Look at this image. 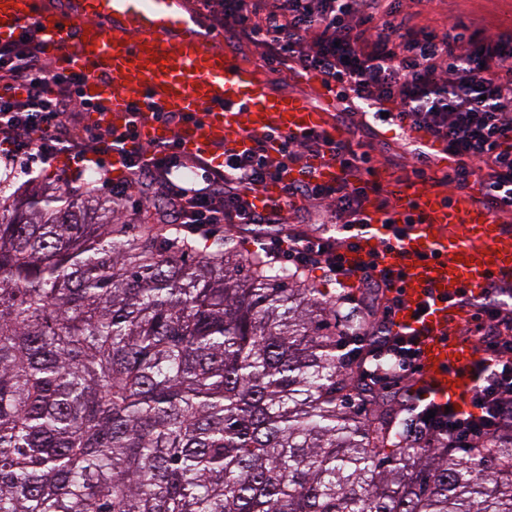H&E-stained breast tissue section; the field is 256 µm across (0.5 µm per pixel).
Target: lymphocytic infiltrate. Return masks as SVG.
<instances>
[{
  "instance_id": "f902f5d3",
  "label": "lymphocytic infiltrate",
  "mask_w": 512,
  "mask_h": 512,
  "mask_svg": "<svg viewBox=\"0 0 512 512\" xmlns=\"http://www.w3.org/2000/svg\"><path fill=\"white\" fill-rule=\"evenodd\" d=\"M424 2L410 0L405 7L400 0H201L233 41L260 49L270 70L313 71L324 87L339 88L350 118V137L343 141L333 143L318 133L284 137L272 154L268 136H257L249 152L226 153L217 166L181 153L174 141L143 152L131 125L120 132L99 123L90 143L76 141L70 113L98 106L81 98L82 75L48 67L35 28L28 25L17 39L0 42V85L6 89L0 96V143L46 163L62 154L83 157L90 146L104 155L121 153L132 174L113 185V198L130 201L155 186L164 199L157 212L162 224H241L253 227L260 239L291 214L301 224L334 225L328 237L291 235L286 256L296 269L324 266L338 281L357 283L364 296H384L381 318L356 336L376 357L392 358L389 372L377 379L397 385L415 371L418 356L414 338L393 329L404 274L344 266L345 251L367 226L368 194L385 210L388 190L349 180L324 185L310 176L286 185L283 200L260 212L249 196L280 180L287 168L306 167L313 155H330L349 170L371 163L369 153L357 152L353 137L385 117L426 132L457 157L443 184L464 190L479 180L481 204L512 212V30L460 18L439 27L422 25L416 8ZM186 166L200 170V178L182 179L178 171ZM511 299L507 276L494 278L482 295L462 292V303L474 312L467 335L493 358L476 366L472 414L460 416L442 406L431 412L420 398L407 401L416 442L471 448L512 425Z\"/></svg>"
}]
</instances>
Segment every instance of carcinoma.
<instances>
[{
  "label": "carcinoma",
  "instance_id": "carcinoma-1",
  "mask_svg": "<svg viewBox=\"0 0 512 512\" xmlns=\"http://www.w3.org/2000/svg\"><path fill=\"white\" fill-rule=\"evenodd\" d=\"M229 236L0 179V512H512L337 355L356 322Z\"/></svg>",
  "mask_w": 512,
  "mask_h": 512
}]
</instances>
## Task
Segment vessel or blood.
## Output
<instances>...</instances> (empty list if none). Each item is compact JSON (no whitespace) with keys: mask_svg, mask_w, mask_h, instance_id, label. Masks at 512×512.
I'll return each mask as SVG.
<instances>
[{"mask_svg":"<svg viewBox=\"0 0 512 512\" xmlns=\"http://www.w3.org/2000/svg\"><path fill=\"white\" fill-rule=\"evenodd\" d=\"M28 22L61 69L86 74L84 97L105 106L100 122L121 127L136 118L148 141L162 143L171 136L156 118L160 112L195 115V123L181 132L183 147L204 158L220 144L248 152L253 136L271 130L342 137L325 122L326 107L339 103L336 95L313 85L312 96L321 100L316 106L311 96L267 91L233 50L213 46L182 11L180 0H0V42L18 38ZM297 175L288 170L282 181L251 194L254 209L271 205L283 181ZM315 175L332 185L351 173L326 158L316 161ZM389 211L416 216L402 242L382 244L378 231L385 212L376 196H369L364 212L371 231L347 253V264L405 272L394 327L417 337V386L434 403L467 413L480 354L451 336L449 328L467 313L458 301L462 290L479 292L493 277L512 274V230L498 224L490 208L474 203L471 194L446 197L414 179L391 196ZM447 224L466 226L468 238L443 236Z\"/></svg>","mask_w":512,"mask_h":512,"instance_id":"vessel-or-blood-1","label":"vessel or blood"}]
</instances>
